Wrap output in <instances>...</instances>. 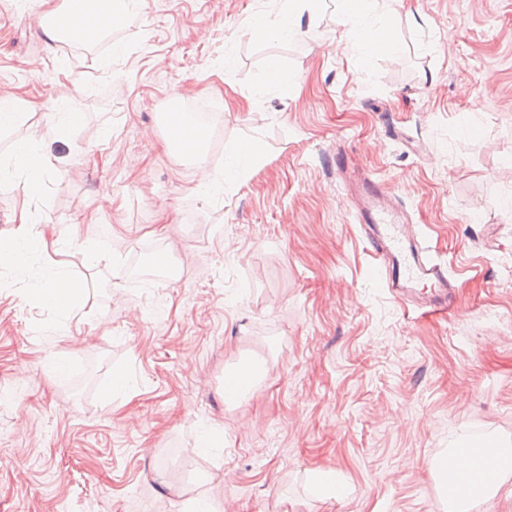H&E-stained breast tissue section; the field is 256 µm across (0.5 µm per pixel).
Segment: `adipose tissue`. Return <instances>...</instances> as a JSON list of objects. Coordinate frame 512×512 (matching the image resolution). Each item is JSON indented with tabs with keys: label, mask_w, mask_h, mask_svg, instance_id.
I'll return each mask as SVG.
<instances>
[{
	"label": "adipose tissue",
	"mask_w": 512,
	"mask_h": 512,
	"mask_svg": "<svg viewBox=\"0 0 512 512\" xmlns=\"http://www.w3.org/2000/svg\"><path fill=\"white\" fill-rule=\"evenodd\" d=\"M394 0H336V13L345 28L347 38L359 54L371 57L378 54H396L401 43L388 25H369L368 17L391 10ZM112 0H91L85 15L76 16V33L67 35L53 24L52 19L58 10L53 0H46L42 33L46 41L54 42L61 37H70L77 44L96 43L102 35L117 26L122 16L109 13ZM314 0H277L273 10L262 13L251 21L253 29L269 31L280 39L290 40L300 33L298 19L306 11L312 10ZM24 179L28 195L37 196L41 190L46 164L42 154L26 142H16L8 161ZM30 220L27 214H20L10 236L0 240V267L10 269L15 275H25L28 257L25 244L29 240ZM30 295L39 302L63 312L77 310L85 298V287L67 274L60 273L46 282L33 284ZM477 448H452L443 456L442 464H431L430 472L436 481H443L449 474H456L455 490L461 499L462 512H471L483 502L494 498L500 481H485L482 474L468 467L470 458L480 456Z\"/></svg>",
	"instance_id": "adipose-tissue-1"
}]
</instances>
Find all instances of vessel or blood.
Wrapping results in <instances>:
<instances>
[{"label":"vessel or blood","instance_id":"1","mask_svg":"<svg viewBox=\"0 0 512 512\" xmlns=\"http://www.w3.org/2000/svg\"><path fill=\"white\" fill-rule=\"evenodd\" d=\"M349 180L358 186L356 219L376 255L381 287L402 303L447 310L456 284L447 269L430 258L395 194L367 176L353 174Z\"/></svg>","mask_w":512,"mask_h":512}]
</instances>
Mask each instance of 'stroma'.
Listing matches in <instances>:
<instances>
[{
    "mask_svg": "<svg viewBox=\"0 0 512 512\" xmlns=\"http://www.w3.org/2000/svg\"><path fill=\"white\" fill-rule=\"evenodd\" d=\"M269 8L142 0L85 46L44 41L40 0H0V96L23 114L0 159L24 139L47 160L38 196L0 177V237L23 212L36 232L28 274L0 272V512H447L431 460L512 442V0H402L401 52L369 58L333 0L290 41L249 29ZM272 58L291 83L266 84ZM180 100L216 115V178L257 142L243 180L200 190L167 154ZM341 165L400 196L448 311L377 287ZM150 250L173 275L130 280ZM52 271L87 284L78 313L29 297ZM246 353L264 377L227 404Z\"/></svg>",
    "mask_w": 512,
    "mask_h": 512,
    "instance_id": "obj_1",
    "label": "stroma"
}]
</instances>
